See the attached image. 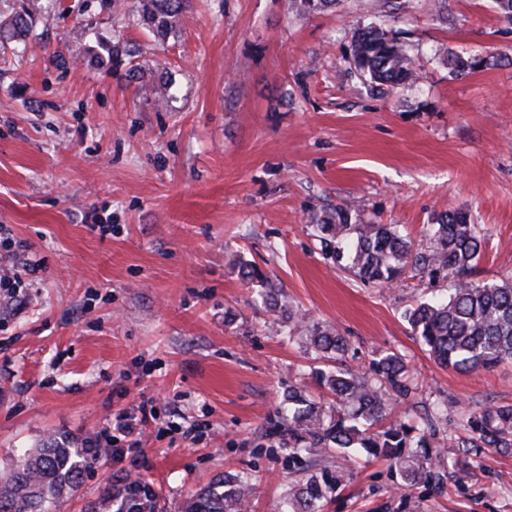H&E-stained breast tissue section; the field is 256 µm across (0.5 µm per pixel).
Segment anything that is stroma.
Returning a JSON list of instances; mask_svg holds the SVG:
<instances>
[{
	"instance_id": "stroma-1",
	"label": "stroma",
	"mask_w": 512,
	"mask_h": 512,
	"mask_svg": "<svg viewBox=\"0 0 512 512\" xmlns=\"http://www.w3.org/2000/svg\"><path fill=\"white\" fill-rule=\"evenodd\" d=\"M372 24L404 43L416 84L376 87L353 70V37ZM118 32L143 49L131 84L96 57ZM452 53L481 65L451 70ZM340 206L419 247L437 216L466 211L488 232L477 280L512 282V24L494 0H339L318 14L190 0L161 46L133 0L84 14L56 0L27 53L0 54V226L28 246L0 249L22 280L19 305L0 299V471L47 439L111 426L145 395L161 425L122 460L102 455L60 512L129 475L177 512L227 472L252 474V512H278L295 478L284 391L331 400L290 309L337 328L356 365L398 353L416 388L387 422L444 402L432 446L454 455L466 413L512 404V362L437 365L404 312L448 294L450 278L383 288L339 268L308 217ZM244 261L264 283L242 280ZM266 283L283 315L266 313ZM192 424L193 442L180 433ZM344 469L324 512H512V456L480 453L441 493L399 489L381 458Z\"/></svg>"
}]
</instances>
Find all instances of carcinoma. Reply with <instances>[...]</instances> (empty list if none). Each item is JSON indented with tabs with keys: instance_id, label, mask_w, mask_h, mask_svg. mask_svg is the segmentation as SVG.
I'll use <instances>...</instances> for the list:
<instances>
[{
	"instance_id": "obj_1",
	"label": "carcinoma",
	"mask_w": 512,
	"mask_h": 512,
	"mask_svg": "<svg viewBox=\"0 0 512 512\" xmlns=\"http://www.w3.org/2000/svg\"><path fill=\"white\" fill-rule=\"evenodd\" d=\"M54 0H18L10 18L0 23V48L27 50L36 15ZM142 25L155 37L166 38L182 20L187 0H137ZM337 0H286V7L316 14L336 6ZM112 58L113 68L137 56L138 47L125 38L99 45ZM356 70L377 87L414 84L419 74L405 46L377 26L359 31L352 43ZM330 246L327 257L360 279L381 287L396 285L407 270L429 274L445 271L454 288L448 298L420 302L405 312L413 335L443 367L457 372L492 369L512 361V283H477L471 279L485 244L486 229L470 222L463 211L440 215L432 225L426 250L420 251L393 224H353L349 209L338 207L310 217ZM288 311L303 334L302 343L318 359L335 362L316 371L319 385L336 405L325 408L298 387H288L282 416L288 426V461L305 469L314 455L385 457L399 467L405 489L420 482L443 488L441 468L465 473L460 458L445 460L431 451L439 407L424 408L407 422L396 421L375 430L388 406L411 393L408 367L395 352H382L362 373L343 364L348 340L337 329ZM458 448H487L512 454V405H494L469 413L466 434ZM98 456L66 439H51L24 453L0 474V512H54L64 498L77 491L95 467ZM344 474L324 468L309 474L291 489L279 512H321L324 501L342 486ZM251 478L244 474L213 480L184 501L180 512H249ZM86 512H168L166 502L149 482L117 480L90 502Z\"/></svg>"
}]
</instances>
